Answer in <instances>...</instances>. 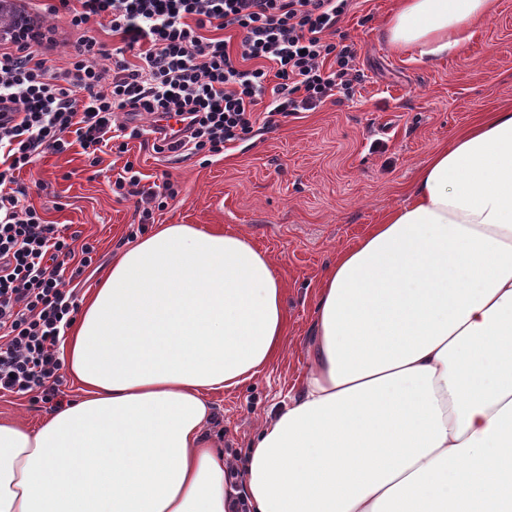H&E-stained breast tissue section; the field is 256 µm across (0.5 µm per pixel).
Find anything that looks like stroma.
<instances>
[{
	"mask_svg": "<svg viewBox=\"0 0 512 512\" xmlns=\"http://www.w3.org/2000/svg\"><path fill=\"white\" fill-rule=\"evenodd\" d=\"M397 2L353 0L341 23L362 75L350 98L272 128L256 123L210 159L156 152L146 134L130 140L126 155L104 154L95 167L78 147L46 153L35 165L29 203L96 248L94 263L72 283L78 295L93 291L100 272L139 236L134 201L112 191L129 160L146 183L166 177L179 189L156 223L234 232L269 255L286 288L283 349L254 378L211 396L232 464L312 363L324 270L405 202L435 150L489 113L512 109V0H494L492 15L459 49L431 61L387 42L384 23Z\"/></svg>",
	"mask_w": 512,
	"mask_h": 512,
	"instance_id": "35a3bbf8",
	"label": "stroma"
}]
</instances>
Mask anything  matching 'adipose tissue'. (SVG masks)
<instances>
[{
  "label": "adipose tissue",
  "instance_id": "adipose-tissue-1",
  "mask_svg": "<svg viewBox=\"0 0 512 512\" xmlns=\"http://www.w3.org/2000/svg\"><path fill=\"white\" fill-rule=\"evenodd\" d=\"M492 0H400L435 59ZM284 286L243 236L162 224L113 261L64 346L83 392L0 421V512H512V111L434 151L322 280L299 392L233 468L209 395L266 367Z\"/></svg>",
  "mask_w": 512,
  "mask_h": 512
}]
</instances>
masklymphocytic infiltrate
<instances>
[{"mask_svg":"<svg viewBox=\"0 0 512 512\" xmlns=\"http://www.w3.org/2000/svg\"><path fill=\"white\" fill-rule=\"evenodd\" d=\"M352 0H60L76 39L66 66L57 40L31 30L0 52V393L36 394L58 408L60 348L78 312L65 287L93 262L27 202L18 175L43 154L80 147L92 163L117 140L141 135L142 114L177 119L160 151L215 156L257 122L316 110L348 96L357 51L340 24ZM116 38L108 46L91 24ZM237 33L236 48L221 38ZM125 115L113 122L114 113ZM113 193L135 199L140 221L179 191L144 186L126 163Z\"/></svg>","mask_w":512,"mask_h":512,"instance_id":"obj_1","label":"lymphocytic infiltrate"}]
</instances>
